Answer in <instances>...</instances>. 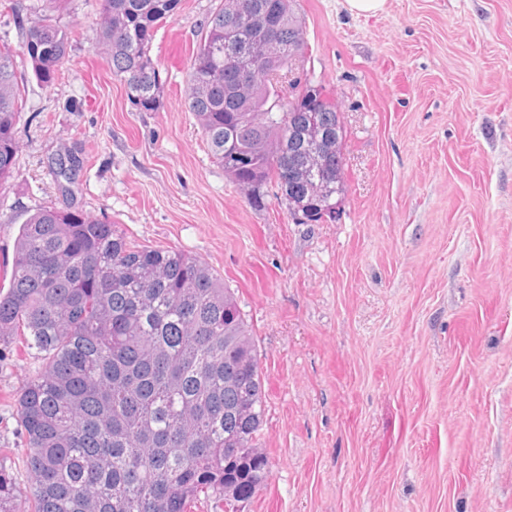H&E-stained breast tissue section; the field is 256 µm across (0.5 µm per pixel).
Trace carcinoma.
<instances>
[{
    "label": "carcinoma",
    "instance_id": "carcinoma-1",
    "mask_svg": "<svg viewBox=\"0 0 512 512\" xmlns=\"http://www.w3.org/2000/svg\"><path fill=\"white\" fill-rule=\"evenodd\" d=\"M99 38L128 100L160 108L152 55L157 27L180 0H102ZM20 53L42 85L68 56L65 28L44 14ZM303 47L290 0H224L210 16L186 99L213 158L255 209L275 199L301 224L336 216L345 195L343 123L320 84L279 81ZM15 54L0 49V182L20 149ZM85 161L48 163L65 198ZM35 351L40 369L17 416L30 477L29 510L0 468V512H188L203 493L234 512L269 477L259 446L266 396L259 355L231 289L200 259L139 247L72 203L21 225L9 288L0 292V347Z\"/></svg>",
    "mask_w": 512,
    "mask_h": 512
}]
</instances>
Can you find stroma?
Here are the masks:
<instances>
[{
	"mask_svg": "<svg viewBox=\"0 0 512 512\" xmlns=\"http://www.w3.org/2000/svg\"><path fill=\"white\" fill-rule=\"evenodd\" d=\"M220 0H182L159 26L163 88L141 112L99 39L101 0L56 18L55 85L18 65L20 151L0 182V289L35 210L61 206L47 159L82 145L76 201L140 247L222 277L256 340L267 485L242 512H512V0H293L297 76L342 114L335 221L252 208L186 102L197 36ZM46 0H0V47ZM32 351L0 356V466L20 497L17 395Z\"/></svg>",
	"mask_w": 512,
	"mask_h": 512,
	"instance_id": "obj_1",
	"label": "stroma"
}]
</instances>
